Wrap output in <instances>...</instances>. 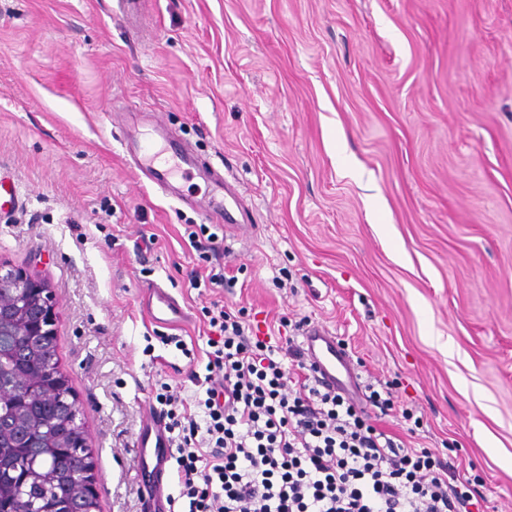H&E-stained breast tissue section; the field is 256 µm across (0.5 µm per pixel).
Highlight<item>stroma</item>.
<instances>
[{"instance_id": "obj_1", "label": "stroma", "mask_w": 512, "mask_h": 512, "mask_svg": "<svg viewBox=\"0 0 512 512\" xmlns=\"http://www.w3.org/2000/svg\"><path fill=\"white\" fill-rule=\"evenodd\" d=\"M0 0V260L56 289L98 512H138L134 441L161 384L192 390L202 309L334 333L412 433L512 512V0ZM174 137L237 187L247 232L222 288L189 285L206 172L165 195L125 152ZM155 282L186 319L150 323Z\"/></svg>"}]
</instances>
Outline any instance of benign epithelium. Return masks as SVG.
Segmentation results:
<instances>
[{
    "label": "benign epithelium",
    "mask_w": 512,
    "mask_h": 512,
    "mask_svg": "<svg viewBox=\"0 0 512 512\" xmlns=\"http://www.w3.org/2000/svg\"><path fill=\"white\" fill-rule=\"evenodd\" d=\"M53 300L54 289L40 273L0 261V320L5 317L14 319L19 324L17 335L35 348L44 346L46 340L55 335ZM37 366L52 384L49 393L65 409L64 421L52 420L42 424L39 430L60 443L78 464L73 479L88 501L87 512H94L96 494L86 438L75 437L76 428L79 427L76 398L52 358L47 356L39 360ZM42 392L40 386L26 383V376L22 374L16 385L0 388V405L8 402L28 404Z\"/></svg>",
    "instance_id": "obj_1"
}]
</instances>
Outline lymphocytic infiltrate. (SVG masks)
Instances as JSON below:
<instances>
[{"label": "lymphocytic infiltrate", "instance_id": "1", "mask_svg": "<svg viewBox=\"0 0 512 512\" xmlns=\"http://www.w3.org/2000/svg\"><path fill=\"white\" fill-rule=\"evenodd\" d=\"M190 245L211 268L192 288L224 284L216 234ZM209 349L194 391L163 390L187 512H458L469 482L436 452L368 424L354 400L322 391L294 337L258 336L245 312L207 310ZM296 361V368L285 365Z\"/></svg>", "mask_w": 512, "mask_h": 512}]
</instances>
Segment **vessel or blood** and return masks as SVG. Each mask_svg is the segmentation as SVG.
<instances>
[{
	"instance_id": "obj_1",
	"label": "vessel or blood",
	"mask_w": 512,
	"mask_h": 512,
	"mask_svg": "<svg viewBox=\"0 0 512 512\" xmlns=\"http://www.w3.org/2000/svg\"><path fill=\"white\" fill-rule=\"evenodd\" d=\"M126 150L133 153L141 165L150 167L154 183L161 188H169L173 171L153 167L151 145L131 141L127 143ZM215 185L222 192V199L215 207L216 214L222 218L226 229H239L241 218L248 215L247 208L223 175H216ZM146 310L151 321L161 327L178 325L186 318L176 298L154 284L146 289ZM304 344L308 357L317 367L316 377L322 389L355 387L357 379L350 368L348 356L328 329L320 325L309 326L304 332ZM171 458L167 418L161 409L156 408L142 421L135 439L134 471L140 488L139 512H172Z\"/></svg>"
}]
</instances>
